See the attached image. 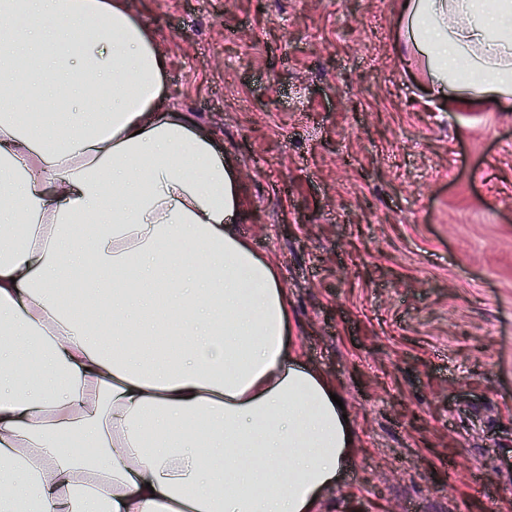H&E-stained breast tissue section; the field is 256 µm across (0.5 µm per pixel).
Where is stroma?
I'll use <instances>...</instances> for the list:
<instances>
[{
  "instance_id": "1",
  "label": "stroma",
  "mask_w": 512,
  "mask_h": 512,
  "mask_svg": "<svg viewBox=\"0 0 512 512\" xmlns=\"http://www.w3.org/2000/svg\"><path fill=\"white\" fill-rule=\"evenodd\" d=\"M129 5L353 420L322 512H512V96L433 99L399 0Z\"/></svg>"
}]
</instances>
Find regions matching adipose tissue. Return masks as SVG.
<instances>
[{
    "mask_svg": "<svg viewBox=\"0 0 512 512\" xmlns=\"http://www.w3.org/2000/svg\"><path fill=\"white\" fill-rule=\"evenodd\" d=\"M407 2L434 97L512 95V0ZM161 59L128 0H0V512H319L357 460L276 263L234 229L236 163L166 107ZM469 62L482 86L460 87ZM62 96L92 105L18 121ZM89 264L113 283L106 352L63 289Z\"/></svg>",
    "mask_w": 512,
    "mask_h": 512,
    "instance_id": "obj_1",
    "label": "adipose tissue"
}]
</instances>
